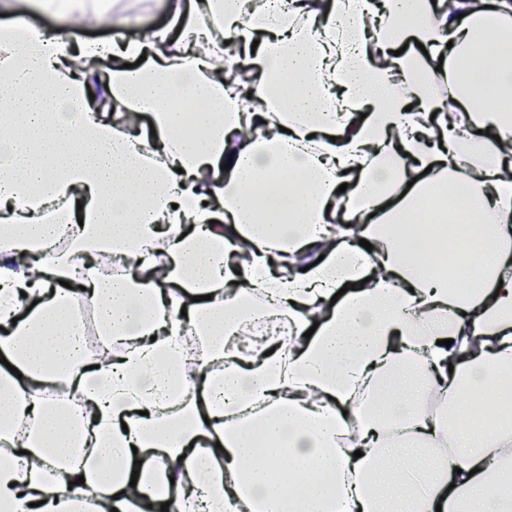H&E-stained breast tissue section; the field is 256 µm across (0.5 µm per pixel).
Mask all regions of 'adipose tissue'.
Returning <instances> with one entry per match:
<instances>
[{
    "label": "adipose tissue",
    "instance_id": "ef3b65f1",
    "mask_svg": "<svg viewBox=\"0 0 512 512\" xmlns=\"http://www.w3.org/2000/svg\"><path fill=\"white\" fill-rule=\"evenodd\" d=\"M32 2L68 26L0 23V512H512V417L472 419L512 404V0H164L135 41ZM434 194L464 295L399 232ZM482 254L476 248L463 249L457 240L443 241L441 250L432 263L443 272L448 270L452 286L460 292L466 291L472 281V270L481 263ZM77 316L84 329L85 350L88 356L97 357L104 349L101 343L99 322L92 306L86 303H79L76 306Z\"/></svg>",
    "mask_w": 512,
    "mask_h": 512
}]
</instances>
